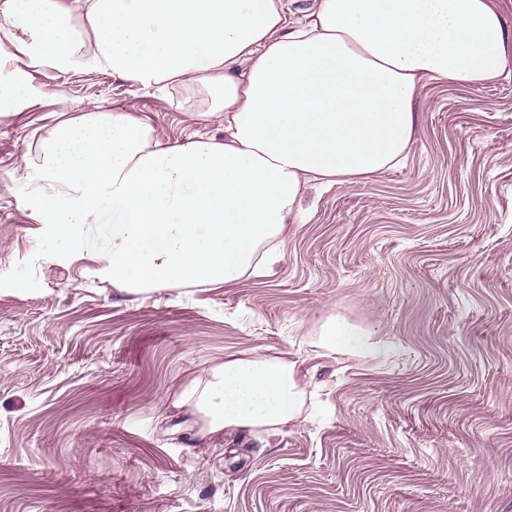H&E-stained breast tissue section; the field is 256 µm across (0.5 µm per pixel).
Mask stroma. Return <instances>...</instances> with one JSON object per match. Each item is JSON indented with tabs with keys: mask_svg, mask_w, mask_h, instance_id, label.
<instances>
[{
	"mask_svg": "<svg viewBox=\"0 0 512 512\" xmlns=\"http://www.w3.org/2000/svg\"><path fill=\"white\" fill-rule=\"evenodd\" d=\"M0 117V512H512V75L427 83L405 162L309 190L286 255L229 286L128 292L53 259L24 158L56 115L166 91L28 69ZM392 352L330 351L323 325ZM297 364L285 427L202 435L181 396L230 358ZM375 335V332L367 327L340 319L329 321L321 334L324 346L328 350H342L362 359L378 360L385 357L390 348L375 340Z\"/></svg>",
	"mask_w": 512,
	"mask_h": 512,
	"instance_id": "35a3bbf8",
	"label": "stroma"
}]
</instances>
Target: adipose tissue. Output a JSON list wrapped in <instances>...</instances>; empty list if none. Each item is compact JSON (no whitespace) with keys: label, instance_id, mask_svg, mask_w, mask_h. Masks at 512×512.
Instances as JSON below:
<instances>
[{"label":"adipose tissue","instance_id":"obj_1","mask_svg":"<svg viewBox=\"0 0 512 512\" xmlns=\"http://www.w3.org/2000/svg\"><path fill=\"white\" fill-rule=\"evenodd\" d=\"M0 0V55L30 69L109 71L179 87L217 136L165 140L122 105L58 121L27 168L49 254L90 258L125 290L230 285L284 253L314 185L400 165L426 83L471 86L512 67L492 0ZM326 349L378 360L371 329L334 319ZM297 365L235 358L187 401L210 434L285 426L301 413Z\"/></svg>","mask_w":512,"mask_h":512}]
</instances>
